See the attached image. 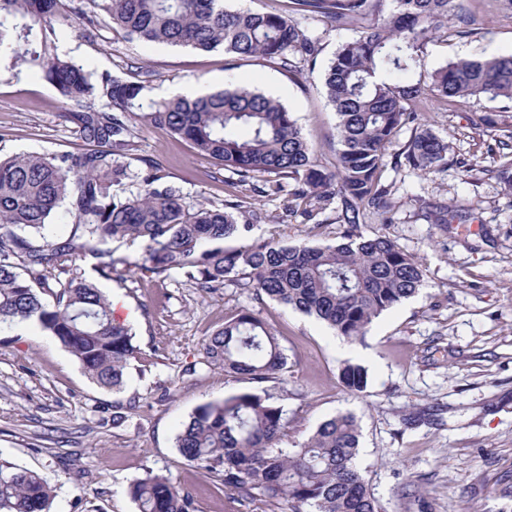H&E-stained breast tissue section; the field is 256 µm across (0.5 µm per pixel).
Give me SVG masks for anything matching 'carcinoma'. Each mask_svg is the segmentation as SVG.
Returning a JSON list of instances; mask_svg holds the SVG:
<instances>
[{
    "mask_svg": "<svg viewBox=\"0 0 512 512\" xmlns=\"http://www.w3.org/2000/svg\"><path fill=\"white\" fill-rule=\"evenodd\" d=\"M449 0H292L296 11L327 27L361 29L328 66L323 91L338 116L337 189L315 164L312 150L279 101L235 86L202 96L144 98L145 85L97 75L61 54L53 20L74 15L84 38L102 25L145 44L312 62L318 39L279 12L230 10L224 0H0V58L41 70L68 101L62 117L90 148L48 157L0 158V327L34 321L79 361L99 387L122 390L137 358L131 329L112 319L106 295L80 272L86 257L106 276L116 263L157 278L180 272L203 291L230 279L261 298L313 316L336 335L363 336L384 311L413 297L424 269L385 233L362 235L369 215L391 223V189L382 182L385 148L406 123H418L396 161L431 172L448 165L449 145L419 122L411 103L428 91L442 100L487 95L512 99V55L461 59L428 70L424 49L448 25ZM190 141L238 176L257 196L284 191L307 205L304 213L336 201L341 241L331 245L282 243L248 237L262 221L257 210L238 223L244 200L188 206L162 182L160 164L132 171L124 158L136 150L133 121ZM498 178L512 193V125L500 128ZM274 181L258 184V177ZM122 187L115 192L112 187ZM65 209L79 239L46 232ZM422 216L448 226L464 216L446 204H427ZM230 238L242 243L224 246ZM140 241V258H113L99 245ZM67 273L62 280L59 274ZM208 363L254 388L199 405L176 437L181 457L224 490L291 512H381L357 467L360 430L351 414L321 422L295 448L284 407L264 384L288 372V355L259 316L242 310L204 345ZM339 381L350 393L368 386L367 372L346 361ZM138 512H195L189 491L147 471L129 486ZM54 490L38 473L0 461V512H51Z\"/></svg>",
    "mask_w": 512,
    "mask_h": 512,
    "instance_id": "cac0c4a2",
    "label": "carcinoma"
}]
</instances>
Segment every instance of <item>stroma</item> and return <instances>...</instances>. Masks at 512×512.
Returning a JSON list of instances; mask_svg holds the SVG:
<instances>
[{
	"mask_svg": "<svg viewBox=\"0 0 512 512\" xmlns=\"http://www.w3.org/2000/svg\"><path fill=\"white\" fill-rule=\"evenodd\" d=\"M232 10L292 12L320 40L315 63L291 72L276 62L223 51L143 45L109 26L95 41L77 19H59L61 53L85 69L127 80L151 72L146 96L162 100L199 90L246 86L279 100L296 120L321 169H336L337 117L322 91L323 73L338 47L358 29L330 28L293 12L291 0H224ZM449 14L469 20L467 34L448 30L425 48L428 68L459 59L512 54V8L505 0H450ZM68 105L43 73L25 65L0 71V155L52 156L85 150ZM428 126L449 143L446 168L423 174L397 166L413 135L403 126L388 145L382 180L391 187V223L362 225L383 232L425 270L415 297L383 312L360 340H347L313 317L225 282L207 292L180 273L159 279L125 271L94 280L121 297L140 353L125 387L115 393L87 378L78 360L35 322L0 328V458L42 474L54 488L52 512H137L130 484L146 471L188 488L196 512H274L259 500H232L186 462L176 437L199 405L247 390L249 384L208 364L203 345L225 320L247 309L263 318L288 356L284 382L268 383L286 410L283 447L302 443L323 420L352 414L360 427L357 464L383 512H512V196L496 176L491 148L497 129L477 116L512 117V100L473 96L445 102L424 95ZM132 168L160 161L164 182L188 205H222L234 176L193 145L146 125L136 128ZM447 202L469 214L441 230L421 217L425 202ZM265 218L251 235L283 242L329 244L341 230L336 208L314 216L286 195L255 200ZM294 214H287V207ZM368 373L365 392L341 385L343 362ZM176 391H168L170 381ZM430 420L405 427L409 413Z\"/></svg>",
	"mask_w": 512,
	"mask_h": 512,
	"instance_id": "35a3bbf8",
	"label": "stroma"
}]
</instances>
